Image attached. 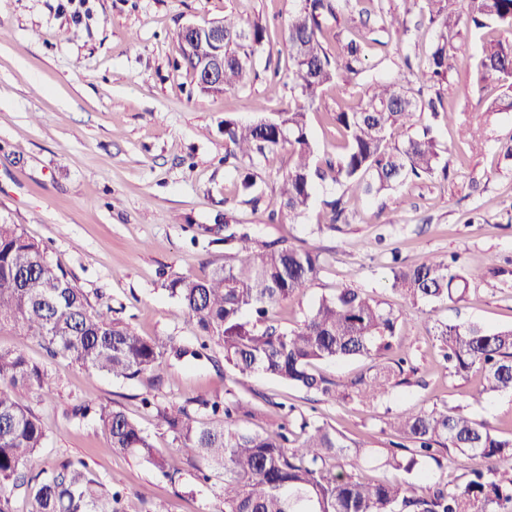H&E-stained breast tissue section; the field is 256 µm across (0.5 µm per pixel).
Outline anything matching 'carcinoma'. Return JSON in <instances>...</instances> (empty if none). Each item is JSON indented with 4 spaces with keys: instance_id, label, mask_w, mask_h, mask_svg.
Returning a JSON list of instances; mask_svg holds the SVG:
<instances>
[{
    "instance_id": "cac0c4a2",
    "label": "carcinoma",
    "mask_w": 512,
    "mask_h": 512,
    "mask_svg": "<svg viewBox=\"0 0 512 512\" xmlns=\"http://www.w3.org/2000/svg\"><path fill=\"white\" fill-rule=\"evenodd\" d=\"M363 0H295L282 41L288 48V91L292 104L270 118L250 124L224 119L225 158L249 163L273 160L289 148L293 166L282 177L281 212L290 218L306 214L317 182L341 189L323 201L318 230L338 231L348 223V201L377 196L409 181L449 176V163L438 148L434 121L447 111L444 84L451 69L449 48L460 35V19L450 10L454 0H402L403 16L378 8L374 31L387 34L402 55L419 88L405 75H374L360 103L341 110L333 120L342 129L344 145L336 159H317L307 123V109L324 86L364 72L367 26L356 9ZM464 25L474 32L512 30V0H466ZM436 30L432 51L412 65L411 18ZM224 26V86L245 85L253 56L266 30L243 26L231 18ZM344 26L327 39L330 25ZM178 67L194 76L214 47L206 40L190 42L177 32ZM476 83L512 78V44L486 42L475 71ZM428 122L411 132L415 118ZM234 253L205 278L178 276L169 282L177 313L189 319L200 336L222 348L224 363L242 375L260 372L326 402H374L408 382V360L381 367L348 382H336L315 371L323 361L371 358L393 348L399 316L361 289L343 284L322 297L295 328L274 324L270 307L280 304L315 280L320 255L285 239L259 241L236 230L224 238ZM391 287L411 305L456 304L486 271L459 257H431L418 265L393 258ZM38 337L47 353L87 370L114 378L134 379L163 361L202 356L169 338L141 336L129 325L95 312L87 295L73 285L62 266L28 237L21 225L0 222V329ZM448 370L464 377L480 374L474 398L512 393V328L488 331L475 323L437 322ZM22 386L43 396L54 380L47 368L24 352L0 348V512H13L15 491L28 482V467L44 447L47 429L32 409L20 405L12 389ZM199 407L223 415L219 422L198 420L184 405L159 407L156 418L178 447L201 463L198 478L221 479L224 512H512V431L505 433L479 422L457 407L409 409L397 413L389 427L410 442L373 450L340 430L314 420L281 423L260 434L239 428L241 416L254 411L240 400L199 398ZM110 447L150 464L166 477L179 472L177 459L159 453L139 424L119 409L99 410ZM299 432H294V429ZM454 452L471 461L459 482L436 481L424 470L452 465ZM377 461L401 470V483L360 477L363 466ZM31 512H125L118 494L103 490L87 465L68 460L47 474Z\"/></svg>"
}]
</instances>
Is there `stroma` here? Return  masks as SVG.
<instances>
[{"label": "stroma", "mask_w": 512, "mask_h": 512, "mask_svg": "<svg viewBox=\"0 0 512 512\" xmlns=\"http://www.w3.org/2000/svg\"><path fill=\"white\" fill-rule=\"evenodd\" d=\"M292 0H0V220L20 224L94 309L144 336L173 338L194 348L193 325L176 317L168 285L177 275L202 278L224 265L229 249L225 215L257 239L277 238L319 252L317 279L293 300L271 309L284 329L296 327L321 297L349 282L400 313L393 351L382 356L318 364L324 376L346 382L372 365L408 355L407 384L371 404L326 403L264 374L240 375L223 351L168 359L157 372L116 379L47 356L39 338L0 330V348L19 349L47 367L55 390L14 398L45 423L49 438L31 471L84 460L108 491L122 492L127 512H220L221 483L196 480L188 452L158 427L156 406L203 396L248 402L256 413L240 427L263 431L284 417L306 416L373 449L394 436L387 423L410 408L460 407L476 421L512 428V396L475 400L479 374L451 375L432 334L433 321L473 322L488 330L512 326V111L487 112L501 82L476 84L479 41L462 32L451 54L447 121L436 136L449 160L448 179L410 182L375 197L351 199L348 224L318 231L317 210L336 185L319 184L306 217L270 222L278 186L293 163L288 149L258 165L259 204L247 203L235 160L226 159L224 120L246 123L257 111L286 109L288 54L281 31ZM225 17L268 31L250 81L223 94H205L177 68L178 28ZM365 77L325 87L308 112L319 154L340 151L334 112L357 106ZM480 132L462 136L465 128ZM459 254L487 275L455 306H411L391 287L390 265ZM119 408L137 420L163 454L179 453L181 472L167 479L145 462L112 451L97 414L76 418L85 402Z\"/></svg>", "instance_id": "1"}]
</instances>
